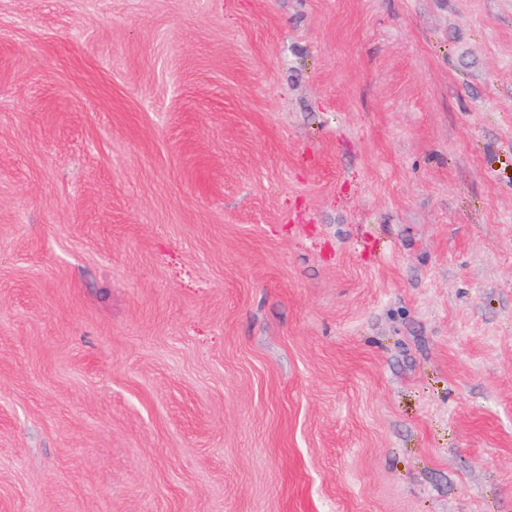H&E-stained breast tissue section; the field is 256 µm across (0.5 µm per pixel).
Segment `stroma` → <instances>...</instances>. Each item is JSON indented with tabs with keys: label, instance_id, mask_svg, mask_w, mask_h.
Returning <instances> with one entry per match:
<instances>
[{
	"label": "stroma",
	"instance_id": "obj_1",
	"mask_svg": "<svg viewBox=\"0 0 512 512\" xmlns=\"http://www.w3.org/2000/svg\"><path fill=\"white\" fill-rule=\"evenodd\" d=\"M0 512H512V0H0Z\"/></svg>",
	"mask_w": 512,
	"mask_h": 512
}]
</instances>
